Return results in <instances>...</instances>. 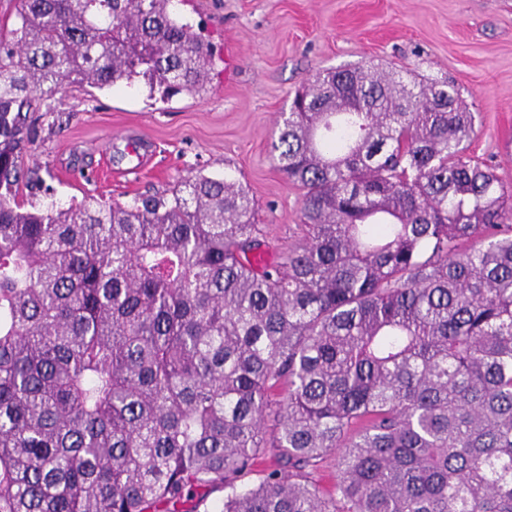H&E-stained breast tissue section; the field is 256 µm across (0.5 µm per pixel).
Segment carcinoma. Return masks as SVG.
Here are the masks:
<instances>
[{"label":"carcinoma","mask_w":512,"mask_h":512,"mask_svg":"<svg viewBox=\"0 0 512 512\" xmlns=\"http://www.w3.org/2000/svg\"><path fill=\"white\" fill-rule=\"evenodd\" d=\"M15 17L0 512H512V188L469 153L453 82L318 72L272 143L306 235L258 267L228 176L127 206L18 201L27 112L140 78L201 99L213 52L172 0H16ZM268 453L278 468L246 482Z\"/></svg>","instance_id":"obj_1"}]
</instances>
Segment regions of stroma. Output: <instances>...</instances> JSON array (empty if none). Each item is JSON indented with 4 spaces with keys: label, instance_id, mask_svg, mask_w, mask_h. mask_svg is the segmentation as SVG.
Here are the masks:
<instances>
[{
    "label": "stroma",
    "instance_id": "obj_1",
    "mask_svg": "<svg viewBox=\"0 0 512 512\" xmlns=\"http://www.w3.org/2000/svg\"><path fill=\"white\" fill-rule=\"evenodd\" d=\"M209 37L212 92L164 102L144 83L73 85L35 118L24 157L38 175L18 197L66 207L92 194L109 204L172 189L198 175H229L254 202L270 256L301 241L303 191L278 171L276 119L316 72L382 65L445 77L475 112L469 151L512 187V0H180ZM148 157L130 173L129 137Z\"/></svg>",
    "mask_w": 512,
    "mask_h": 512
}]
</instances>
